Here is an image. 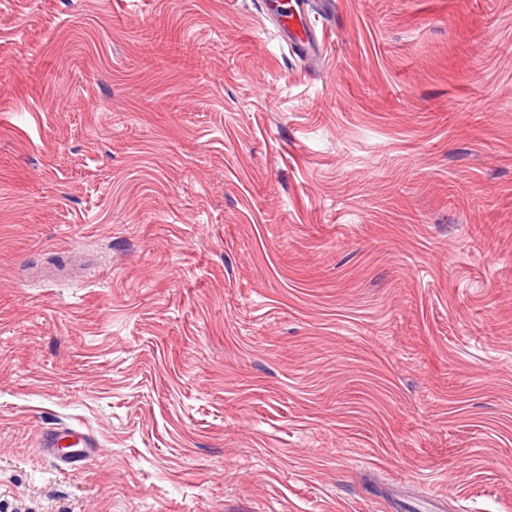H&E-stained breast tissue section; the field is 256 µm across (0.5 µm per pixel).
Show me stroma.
Returning <instances> with one entry per match:
<instances>
[{
    "label": "stroma",
    "instance_id": "obj_1",
    "mask_svg": "<svg viewBox=\"0 0 512 512\" xmlns=\"http://www.w3.org/2000/svg\"><path fill=\"white\" fill-rule=\"evenodd\" d=\"M331 2L0 0V512H512V0ZM309 0H266L265 10L280 21V30L290 49H305L313 39L308 15ZM42 442L48 452L59 455L64 463H71L77 458L82 459L89 456L95 452L93 448H97V442L89 433L73 427L67 428L63 432L47 435ZM56 448H61L60 450L67 457L61 456ZM62 448L71 450L63 451Z\"/></svg>",
    "mask_w": 512,
    "mask_h": 512
}]
</instances>
